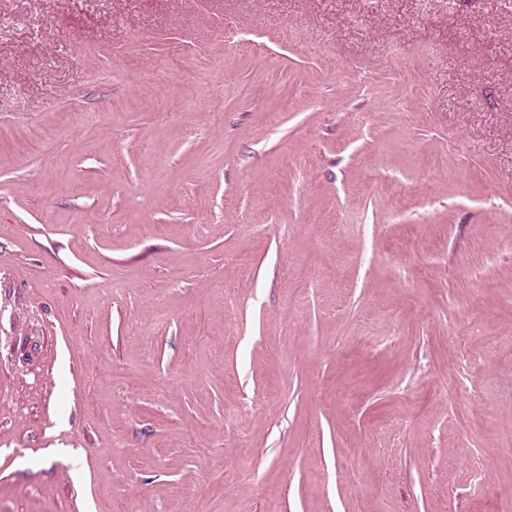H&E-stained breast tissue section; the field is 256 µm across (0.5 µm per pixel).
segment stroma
<instances>
[{
	"instance_id": "1",
	"label": "stroma",
	"mask_w": 512,
	"mask_h": 512,
	"mask_svg": "<svg viewBox=\"0 0 512 512\" xmlns=\"http://www.w3.org/2000/svg\"><path fill=\"white\" fill-rule=\"evenodd\" d=\"M0 512H512V0H0Z\"/></svg>"
}]
</instances>
